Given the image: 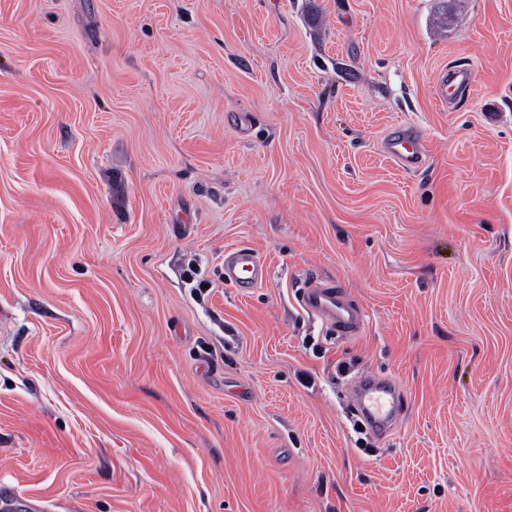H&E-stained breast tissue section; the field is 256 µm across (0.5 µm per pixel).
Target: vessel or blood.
Masks as SVG:
<instances>
[{
    "instance_id": "b4317fda",
    "label": "vessel or blood",
    "mask_w": 512,
    "mask_h": 512,
    "mask_svg": "<svg viewBox=\"0 0 512 512\" xmlns=\"http://www.w3.org/2000/svg\"><path fill=\"white\" fill-rule=\"evenodd\" d=\"M474 74L466 69L440 72L435 89L441 101H448L456 92L471 88ZM382 149L384 154L399 166L412 170L424 159L423 138L419 130L401 124L389 130ZM224 277L238 288H253L266 278V269L255 252L240 248L224 257ZM305 308L318 317L330 321L343 335L355 334L362 322L359 305L349 296L340 283L315 282L303 297ZM395 390L392 386L365 377L355 393V402L364 416L378 428L386 426L394 417Z\"/></svg>"
}]
</instances>
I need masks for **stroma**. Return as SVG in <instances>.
<instances>
[{
  "label": "stroma",
  "instance_id": "obj_1",
  "mask_svg": "<svg viewBox=\"0 0 512 512\" xmlns=\"http://www.w3.org/2000/svg\"><path fill=\"white\" fill-rule=\"evenodd\" d=\"M449 68L475 82L444 104ZM239 247L268 271L245 294ZM311 275L358 334L306 310ZM367 374L400 388L383 433ZM0 486L512 512V0H0ZM382 149L388 158L406 170L419 167L425 153L420 131L408 124L391 128L384 138ZM224 278L237 288H254L266 279V269L253 250L240 248L224 256ZM305 308L336 326V331L351 336L361 326L362 310L340 283L313 282L303 297Z\"/></svg>",
  "mask_w": 512,
  "mask_h": 512
}]
</instances>
